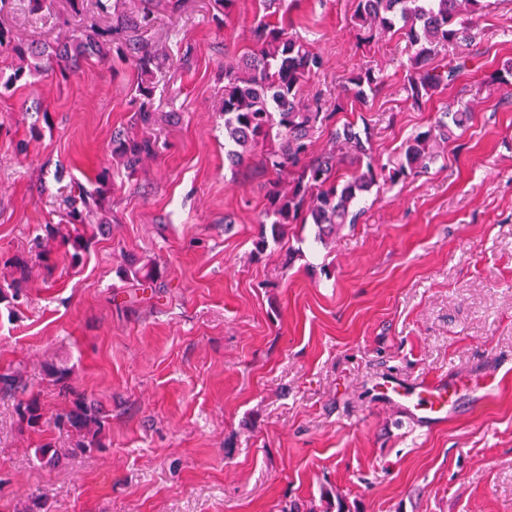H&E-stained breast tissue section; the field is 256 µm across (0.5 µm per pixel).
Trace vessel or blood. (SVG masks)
Masks as SVG:
<instances>
[{
    "mask_svg": "<svg viewBox=\"0 0 512 512\" xmlns=\"http://www.w3.org/2000/svg\"><path fill=\"white\" fill-rule=\"evenodd\" d=\"M384 387L390 401L402 406L410 416L425 425L446 421L460 393L457 385L443 377L429 384L388 378Z\"/></svg>",
    "mask_w": 512,
    "mask_h": 512,
    "instance_id": "obj_1",
    "label": "vessel or blood"
}]
</instances>
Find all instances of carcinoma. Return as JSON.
<instances>
[{
  "instance_id": "carcinoma-1",
  "label": "carcinoma",
  "mask_w": 512,
  "mask_h": 512,
  "mask_svg": "<svg viewBox=\"0 0 512 512\" xmlns=\"http://www.w3.org/2000/svg\"><path fill=\"white\" fill-rule=\"evenodd\" d=\"M492 5L491 0H356L354 19L369 43L379 35L400 32L413 53V65L407 78L406 91L416 104L426 103L440 90L449 88L468 69L470 58L459 55L438 64L434 62L440 47L460 45L472 39L471 21ZM99 14L111 19L107 25L85 24L64 40L40 45L28 43L0 23V50L14 56L18 67L0 90L22 80L28 73L54 71L68 78L80 62L96 57L101 61L114 58L132 63L136 71L133 102L136 121L150 126L156 114L154 96L155 73L161 66V53L140 31L155 19L157 0H140L137 14L112 10V0H95ZM259 48L238 61L224 63V135L233 149L228 158L240 164L259 141L276 133L278 145L265 157V167L276 179L270 182L268 199L272 218L270 230H261L255 249L264 251L269 242H278L290 224H314L318 240L324 239L346 224H356L360 212L353 211L355 201L377 185L379 180L395 183L428 167L438 157L440 144L448 142L455 130L463 129L471 112L466 107L441 113L434 125L406 140L402 156L392 167L378 165L371 156L369 140L346 126L334 134L335 145L314 155L312 137L329 122L334 113L323 111L321 103H308L301 90L309 77L322 67L321 57L284 31L260 24L255 29ZM381 82L372 68H359L348 78L350 90L361 98ZM159 151V141L147 133L139 137L116 133L112 136V154L122 159L124 172L131 176L142 162ZM350 166L354 174L346 181H335L339 171ZM288 179V191L280 188V179ZM109 172L104 171L91 190L78 191V199L69 200L63 221L86 224L88 215L76 206L81 201L100 205L111 189ZM62 242L72 246V259L81 258L90 245L86 234L64 236ZM155 266H139L136 262L119 270L124 277L152 278ZM0 388L25 393L27 378L20 371L0 374ZM22 419L37 424L40 406L33 397L22 405ZM56 422L86 430L80 449L100 444L102 420L77 402L71 409L57 414Z\"/></svg>"
}]
</instances>
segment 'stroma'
Masks as SVG:
<instances>
[{
  "label": "stroma",
  "mask_w": 512,
  "mask_h": 512,
  "mask_svg": "<svg viewBox=\"0 0 512 512\" xmlns=\"http://www.w3.org/2000/svg\"><path fill=\"white\" fill-rule=\"evenodd\" d=\"M354 0H213L159 8L147 38L168 55L156 75L165 147L126 177L112 156L134 122V71L90 60L64 79L35 73L0 96V374L21 370L42 419L0 394V512H512V83L487 77L512 59V0L475 19L470 67L429 102L405 89L410 54L388 34L360 43ZM65 0L1 20L30 41L65 38L96 19ZM261 23L319 53L306 100L335 110L315 132L367 131L371 153L396 163L406 140L448 107L473 114L461 136L414 177L379 183L363 214L328 243L293 224L256 252L269 208L259 144L226 159L224 64L250 54ZM367 66L384 79L365 99L346 86ZM113 172L93 207L106 222L81 264L60 236L36 244L73 182ZM27 283L13 292V263ZM159 277H119L127 260ZM68 371L60 391L49 367ZM444 374L484 394L427 427L383 401L378 383ZM82 396L105 421L102 445L54 424ZM51 445L55 465L37 460Z\"/></svg>",
  "instance_id": "stroma-1"
}]
</instances>
